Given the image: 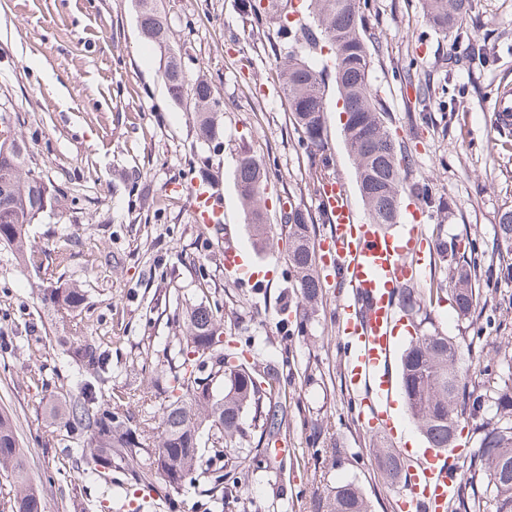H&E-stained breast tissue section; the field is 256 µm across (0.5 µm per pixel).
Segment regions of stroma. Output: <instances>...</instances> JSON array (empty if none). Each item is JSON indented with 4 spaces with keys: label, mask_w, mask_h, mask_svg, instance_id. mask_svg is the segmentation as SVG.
Masks as SVG:
<instances>
[{
    "label": "stroma",
    "mask_w": 512,
    "mask_h": 512,
    "mask_svg": "<svg viewBox=\"0 0 512 512\" xmlns=\"http://www.w3.org/2000/svg\"><path fill=\"white\" fill-rule=\"evenodd\" d=\"M462 39L435 33L421 0H364L368 31L377 38L370 80L384 99L398 138L416 144L407 174L446 209H421L425 244L420 286L444 277L430 243L436 231L478 237L495 248L499 213L512 206V134L496 121L501 87L512 86V0H475ZM171 45L189 78L205 73L224 102L220 151L198 137L192 112L174 103L161 78L159 51L142 38L134 0H0V119L29 148V166L61 196L60 207L29 227L42 264H18L0 244V410L15 420L28 448L30 476L44 488L46 512H99L107 485L88 484L73 497L72 462L78 447L69 429L47 430L52 404L76 391L78 375L57 340L90 336L109 353L112 379L102 403L131 423L159 425L170 391L169 343L177 315L189 304L217 309L225 339L249 350L257 366L279 365V399L287 430L280 456L262 451V466L241 484L235 512H323L328 489L352 481L371 512H396L402 483L379 467L376 450L404 448L403 440L361 425L343 381L336 341L339 293L324 286L304 323L284 324L297 293L288 270V238L275 236L256 251L235 185L236 159L249 149L265 163L271 224L282 204L317 212L320 174L299 143L281 92L276 58L278 20L253 33L236 0H162ZM485 47L472 64V47ZM426 86L418 100L416 85ZM331 177L344 181L362 208L339 119L335 87L326 91ZM211 174L240 247L265 280L252 290L224 272L213 231L196 223L182 190ZM74 284L84 302L64 316L44 308V289ZM477 308L482 357L479 383L501 369L497 348L512 340V282L481 288ZM149 512H209L200 488L166 495L155 480Z\"/></svg>",
    "instance_id": "stroma-1"
}]
</instances>
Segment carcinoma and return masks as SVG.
I'll use <instances>...</instances> for the list:
<instances>
[{
  "label": "carcinoma",
  "instance_id": "1",
  "mask_svg": "<svg viewBox=\"0 0 512 512\" xmlns=\"http://www.w3.org/2000/svg\"><path fill=\"white\" fill-rule=\"evenodd\" d=\"M473 0H423L427 23L441 33L462 26ZM141 35L164 58L162 79L175 103L190 101L196 115L198 136L205 142L217 141L221 102L213 85L205 78H187L182 56L171 49L170 25L157 0H135ZM283 0H237L239 14L260 30L264 19L280 20V37L290 42L279 55L278 69L283 93L301 144L318 165L328 169L325 123V89L336 86L342 112L346 114L343 134L353 158L356 179L368 220L383 229L401 218V189L406 172L414 161L411 148L394 138L386 121L384 100L370 81L373 55L379 51L366 35L360 0H307L308 22H290ZM328 49L321 66L306 55ZM17 167L10 192L0 197V242L13 250L17 259L33 266L40 251L29 239V226L42 212L40 197L32 192L39 175L29 167L28 157L7 159L0 156V172ZM268 172L260 158L248 150L240 152L236 167V187L246 214L253 244L260 250L270 241L272 225L265 205L264 186ZM316 217L299 208L285 216L290 247L288 263L293 287L300 296L303 311L317 302L322 281L316 271V250L312 242ZM496 246L489 264L486 252L476 238L460 239L437 233L434 249L439 261L448 267L443 279L430 281L428 295L410 282L402 288L403 312L414 318L427 314L426 302L449 299L464 320L474 317L479 303L475 291L486 273L491 280H512V207L498 216ZM41 301L56 313L79 308L82 291L74 286L46 288ZM411 337L400 359V383L410 419L432 448L446 451L454 447L462 421L479 419L474 428L477 449L469 457L466 482L460 492L485 487L488 500L471 498L472 512H512V473L498 472L496 461H512V354L496 351L507 371L495 385L482 389L469 385V368L464 359L472 355L471 343L424 330V320L413 325ZM66 354L85 375L78 395L50 410L52 421H61L82 438L79 448H63L62 454L74 464L78 482L72 488L79 497L84 484L96 482L118 469L130 471L143 484L158 475L165 486L180 489L186 480H202L206 492L220 512H233L239 500V480L224 479L230 467L247 475L260 465L257 457L213 449L208 456L201 448V435L214 441H234L244 433V418L259 438L270 439L285 427V415L275 401L279 394L280 371L268 365L255 376L244 356L224 346V322L202 304L185 307L181 336L168 360V381L172 390L181 391L164 409L158 431L149 423L137 428L127 416L99 402L102 386L111 378V368L101 346L94 341L75 339L65 342ZM210 369L205 377L199 376ZM224 378V393L216 395L209 382ZM224 459L215 467L213 461ZM28 449L21 447L14 421L0 413V477L10 483V492L0 512H45L42 490L28 472ZM380 467L392 479L400 476V455L390 448L378 449ZM326 512H369L362 488L353 482L332 488Z\"/></svg>",
  "mask_w": 512,
  "mask_h": 512
}]
</instances>
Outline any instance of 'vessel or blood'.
Segmentation results:
<instances>
[{
    "label": "vessel or blood",
    "mask_w": 512,
    "mask_h": 512,
    "mask_svg": "<svg viewBox=\"0 0 512 512\" xmlns=\"http://www.w3.org/2000/svg\"><path fill=\"white\" fill-rule=\"evenodd\" d=\"M200 223L224 244V269L245 284L255 274L234 243L233 227L224 221V203L203 183L188 190ZM318 202L324 207L329 231L318 250L336 271L342 290L337 304V341L345 354L344 386L359 401V415L368 428L394 432L400 425L393 397L398 391L390 360L403 328L400 290L417 277L413 256L422 238L418 225L399 224L392 233L362 223L342 180L324 184ZM459 467L455 461L422 457L405 470V494L398 512H448L456 494Z\"/></svg>",
    "instance_id": "b4317fda"
}]
</instances>
